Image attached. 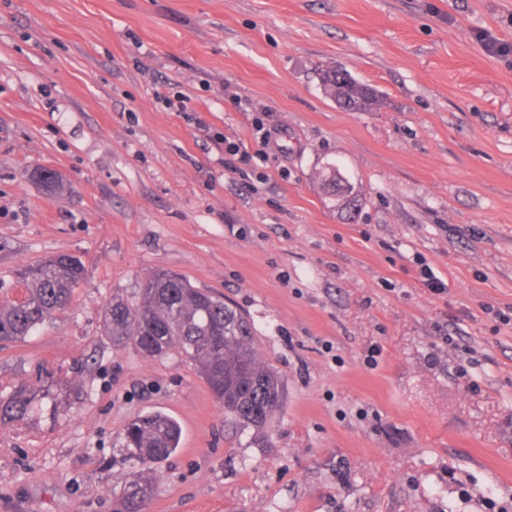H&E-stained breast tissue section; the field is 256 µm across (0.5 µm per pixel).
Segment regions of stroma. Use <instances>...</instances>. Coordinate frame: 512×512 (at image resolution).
<instances>
[{
  "label": "stroma",
  "mask_w": 512,
  "mask_h": 512,
  "mask_svg": "<svg viewBox=\"0 0 512 512\" xmlns=\"http://www.w3.org/2000/svg\"><path fill=\"white\" fill-rule=\"evenodd\" d=\"M480 30L512 46V0H0V297L50 255L88 270L0 341V396L41 399L0 421V512H112L140 469L123 426L155 410L183 434L148 512L512 510V54ZM335 64L376 111L326 97ZM258 121L245 167L224 143L255 152ZM330 163L355 218L318 187ZM159 268L251 319L284 385L264 428L104 332ZM317 75L324 93L345 111L373 112L380 106L377 90L358 81L345 66H326ZM318 178L319 186L330 201L331 207L341 215L345 214L348 218H352L361 205L360 194L350 178L343 174L341 166L328 165L319 173Z\"/></svg>",
  "instance_id": "1"
}]
</instances>
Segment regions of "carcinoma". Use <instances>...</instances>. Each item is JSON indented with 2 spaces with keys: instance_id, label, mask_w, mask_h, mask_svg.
Returning a JSON list of instances; mask_svg holds the SVG:
<instances>
[{
  "instance_id": "carcinoma-1",
  "label": "carcinoma",
  "mask_w": 512,
  "mask_h": 512,
  "mask_svg": "<svg viewBox=\"0 0 512 512\" xmlns=\"http://www.w3.org/2000/svg\"><path fill=\"white\" fill-rule=\"evenodd\" d=\"M324 93L350 112H374L377 90L358 81L344 66L318 71ZM319 186L331 207L351 218L360 207V194L338 164L319 173ZM87 278L82 261L58 254L18 272L22 299L0 302V341L20 340L63 309L73 289ZM104 327L112 342H132L148 357L171 350L197 364L224 413L240 427L266 425L279 411L283 387L278 374L257 359L251 320L224 303V297L193 286L185 277L155 271L131 297L115 296L104 309ZM34 408V398L20 388L0 397V420H22ZM181 427L163 412L129 420L123 429L124 455L144 470L115 496L113 512H146L157 484L147 470L179 448Z\"/></svg>"
}]
</instances>
